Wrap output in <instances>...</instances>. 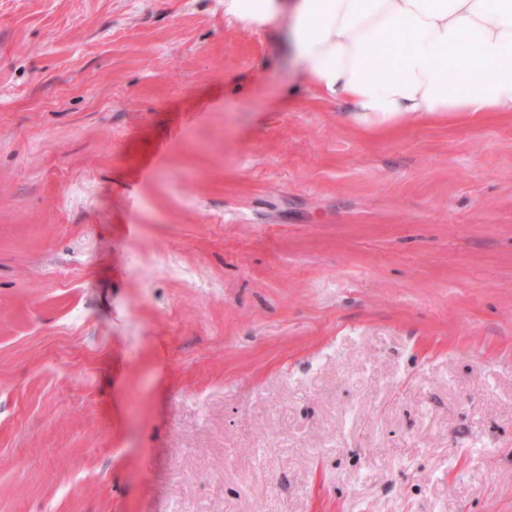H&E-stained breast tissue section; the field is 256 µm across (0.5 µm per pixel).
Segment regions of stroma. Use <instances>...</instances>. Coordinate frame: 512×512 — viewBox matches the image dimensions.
Segmentation results:
<instances>
[{
	"label": "stroma",
	"instance_id": "1",
	"mask_svg": "<svg viewBox=\"0 0 512 512\" xmlns=\"http://www.w3.org/2000/svg\"><path fill=\"white\" fill-rule=\"evenodd\" d=\"M285 24L0 0V512H512V114Z\"/></svg>",
	"mask_w": 512,
	"mask_h": 512
}]
</instances>
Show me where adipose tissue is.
Returning <instances> with one entry per match:
<instances>
[{
	"label": "adipose tissue",
	"mask_w": 512,
	"mask_h": 512,
	"mask_svg": "<svg viewBox=\"0 0 512 512\" xmlns=\"http://www.w3.org/2000/svg\"><path fill=\"white\" fill-rule=\"evenodd\" d=\"M224 16L250 30L287 17L302 82L358 123L512 113V0H224ZM373 47L388 67L374 66ZM451 78L452 93H439Z\"/></svg>",
	"instance_id": "adipose-tissue-1"
}]
</instances>
